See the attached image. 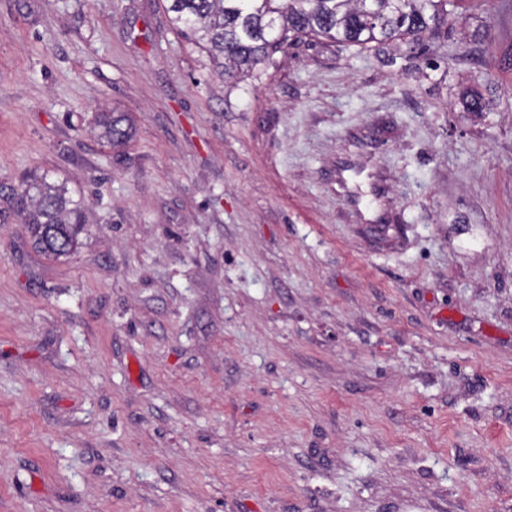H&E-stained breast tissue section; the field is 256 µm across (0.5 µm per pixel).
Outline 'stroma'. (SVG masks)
Wrapping results in <instances>:
<instances>
[{"mask_svg":"<svg viewBox=\"0 0 512 512\" xmlns=\"http://www.w3.org/2000/svg\"><path fill=\"white\" fill-rule=\"evenodd\" d=\"M167 6L0 0V512H512V0L245 77ZM125 118L121 115L112 116V112H101L96 120V125L99 128V136L102 139L114 144L122 142L128 138L130 134L129 128H123L122 123ZM25 185L28 193L17 197V207L35 249L48 258L76 251L84 224L80 203L64 185L47 176L28 179Z\"/></svg>","mask_w":512,"mask_h":512,"instance_id":"1","label":"stroma"}]
</instances>
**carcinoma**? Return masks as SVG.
I'll return each instance as SVG.
<instances>
[{"instance_id":"cac0c4a2","label":"carcinoma","mask_w":512,"mask_h":512,"mask_svg":"<svg viewBox=\"0 0 512 512\" xmlns=\"http://www.w3.org/2000/svg\"><path fill=\"white\" fill-rule=\"evenodd\" d=\"M175 27L204 42L214 63L232 76L253 69L271 48L288 46V33L325 37L379 50L398 41L412 53L448 32L462 0H169ZM469 114L487 112L484 95L472 90L463 99ZM125 118L102 112L99 136L114 144L128 138ZM27 195L18 212L35 249L48 258L68 255L80 245L84 224L80 203L67 188L40 176L26 180Z\"/></svg>"}]
</instances>
